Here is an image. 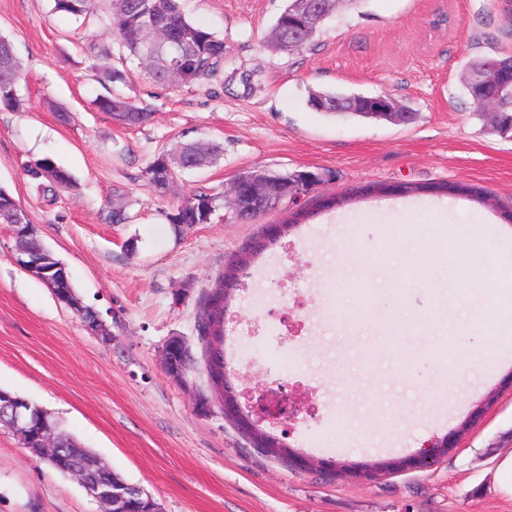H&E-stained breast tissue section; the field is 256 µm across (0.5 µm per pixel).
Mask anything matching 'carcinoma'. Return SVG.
<instances>
[{
	"instance_id": "obj_1",
	"label": "carcinoma",
	"mask_w": 512,
	"mask_h": 512,
	"mask_svg": "<svg viewBox=\"0 0 512 512\" xmlns=\"http://www.w3.org/2000/svg\"><path fill=\"white\" fill-rule=\"evenodd\" d=\"M55 10L80 17L92 12L95 0H54ZM296 0H288L285 9L276 18L270 36L271 45L277 49L289 45L303 49L314 38L298 36L294 25L297 17ZM150 20L148 0H113L112 29L122 54V63L130 57L139 61L143 71L154 74L153 81L162 86L201 85L215 77L224 68V40L208 29L191 22L179 5V0H163V11L155 19L160 35L152 47L139 41V31ZM512 55L482 56L472 59L468 69L481 68L491 71L495 66L509 62ZM95 77L102 85L125 81V72L113 65L93 66ZM22 62L14 48L0 46V109L18 111L23 107L18 94V81ZM349 97L331 92L316 91L309 102L321 112L338 115L347 113L361 119L371 118L368 105L351 108L346 105ZM98 108L112 118L129 126L149 122L153 112L128 101L121 92L114 90L109 96L97 100ZM217 147L195 141H179L173 148L154 155L144 171V177L155 192L165 195L175 189L178 176L190 169L213 164L217 161ZM29 175L37 180L42 194L51 198L73 184L71 175L49 159L38 160L27 166ZM220 206V196L207 189H197L185 196L167 214L168 223L180 227L184 224H209ZM278 241L276 237L258 239L244 249L214 280L198 316L197 331L203 344V369L206 376L219 389L233 388L224 376V308L230 294L239 284L253 260ZM254 446L263 453L290 460L292 452L267 433L257 430L252 435Z\"/></svg>"
}]
</instances>
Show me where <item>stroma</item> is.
<instances>
[{
    "label": "stroma",
    "instance_id": "35a3bbf8",
    "mask_svg": "<svg viewBox=\"0 0 512 512\" xmlns=\"http://www.w3.org/2000/svg\"><path fill=\"white\" fill-rule=\"evenodd\" d=\"M182 5L223 38L224 69L207 85L171 87L128 60L121 90L154 117L127 126L95 104L109 89L88 46L116 43L110 0L78 18L53 0H0L25 103L0 110V186L112 336L103 342L20 269L12 229L0 224V389L51 412L163 512H512L497 472L512 453V330L497 359L455 366L457 353L482 347L471 310L494 304L488 283L512 265V138L488 133L461 80L470 59L512 53V23L495 0H365L338 5L313 45L285 53L266 36L286 0ZM313 89L386 94L415 118L330 116L308 106ZM182 138L218 145L220 157L158 196L142 171ZM45 157L75 182L53 199L25 172ZM254 168L322 181L299 202L310 220L255 260L229 302L224 358L236 390L276 379L291 397L309 393L314 414L267 431L316 460L405 457L457 432L455 449L430 466L359 479L292 468L254 448L219 403L196 413V396L214 394L202 369L183 382L162 369L169 337L201 356L197 319L213 280L292 208L180 228L166 214L181 194L223 192ZM440 182L488 198L426 193ZM378 183L416 191L363 195ZM333 194L347 204L319 209ZM116 207L123 223L109 219ZM403 224L410 238H399ZM284 319L300 323L298 335L277 334ZM98 510L0 427V512Z\"/></svg>",
    "mask_w": 512,
    "mask_h": 512
}]
</instances>
